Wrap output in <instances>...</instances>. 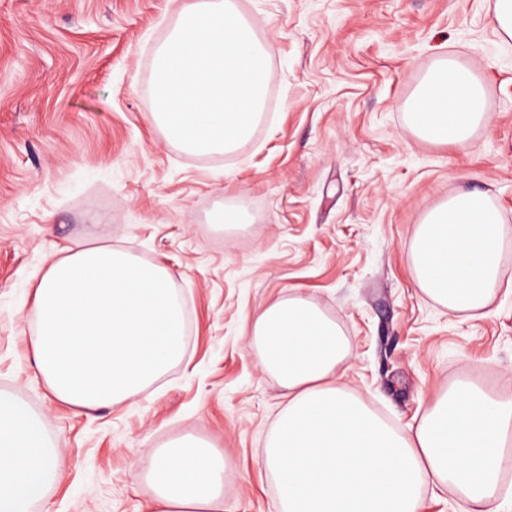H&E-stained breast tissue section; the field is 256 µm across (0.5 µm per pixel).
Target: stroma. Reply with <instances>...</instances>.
<instances>
[{"instance_id":"35a3bbf8","label":"stroma","mask_w":512,"mask_h":512,"mask_svg":"<svg viewBox=\"0 0 512 512\" xmlns=\"http://www.w3.org/2000/svg\"><path fill=\"white\" fill-rule=\"evenodd\" d=\"M194 0H0V391L38 414L60 478L31 512H150L153 449L208 442L230 469L223 512H277L261 457L288 401L250 346L255 308L298 296L348 344L336 379L405 433L449 387L512 393V42L493 0H235L270 43L265 109L234 151L167 143L150 116L156 50ZM453 58L485 91L465 147L407 112ZM485 192L505 240L488 313L434 301L414 232L448 195ZM234 205L249 223L220 232ZM105 246L163 267L185 349L138 396L95 411L54 396L31 361L51 256ZM210 222L212 224H217V226L224 230L237 229L242 227L243 224H247L249 222L248 215L237 208L234 207H222L216 209L210 217Z\"/></svg>"}]
</instances>
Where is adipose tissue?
I'll return each mask as SVG.
<instances>
[{"label": "adipose tissue", "mask_w": 512, "mask_h": 512, "mask_svg": "<svg viewBox=\"0 0 512 512\" xmlns=\"http://www.w3.org/2000/svg\"><path fill=\"white\" fill-rule=\"evenodd\" d=\"M485 120L474 71L452 59L425 75L408 121L422 139L464 145ZM502 218L487 194L461 191L418 225L412 267L419 286L453 311H480L498 283ZM251 348L288 404L262 458L276 480L279 512H417L424 487L452 485L479 512H504L500 471L512 445V399L474 386L449 390L401 434L334 380L347 342L336 323L299 297L252 316ZM58 450L40 419L0 392V512H30L59 477ZM222 455L185 438L155 449L146 469L151 512H219Z\"/></svg>", "instance_id": "ef3b65f1"}]
</instances>
